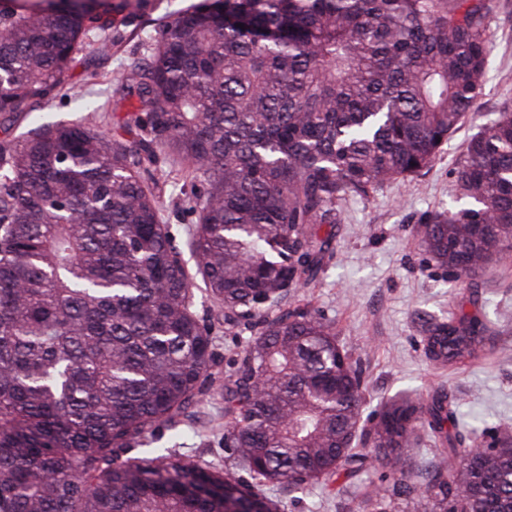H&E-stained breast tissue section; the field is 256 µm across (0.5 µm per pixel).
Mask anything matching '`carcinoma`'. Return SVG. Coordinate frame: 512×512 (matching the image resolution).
<instances>
[{
    "label": "carcinoma",
    "instance_id": "1",
    "mask_svg": "<svg viewBox=\"0 0 512 512\" xmlns=\"http://www.w3.org/2000/svg\"><path fill=\"white\" fill-rule=\"evenodd\" d=\"M491 2L201 0L158 29L122 87L142 108L112 134L57 123L0 141V512H282L263 486L353 484L378 461L391 492L359 512H512L511 434L472 445L443 388L386 401L365 427L363 370L335 324L288 307L331 254L338 206L420 174L471 111ZM127 6L38 18L0 0V114L53 100L88 35L112 48ZM175 166L200 181L193 274L156 195ZM456 191L473 205L417 234L448 274L478 276L512 253V106L466 141ZM195 276L251 333L220 386L222 469L129 455L212 390ZM423 333L442 367L492 340L463 311ZM423 435L439 458L415 494L405 449Z\"/></svg>",
    "mask_w": 512,
    "mask_h": 512
}]
</instances>
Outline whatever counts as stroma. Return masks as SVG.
<instances>
[{"label":"stroma","mask_w":512,"mask_h":512,"mask_svg":"<svg viewBox=\"0 0 512 512\" xmlns=\"http://www.w3.org/2000/svg\"><path fill=\"white\" fill-rule=\"evenodd\" d=\"M192 2L146 0L144 8L127 9L124 25L112 34L111 51L102 52L97 40H89L56 98L12 118L0 130V139L26 136L37 117L111 131L138 105L137 99H121L122 78L131 75L158 27ZM489 43L482 93L447 147L423 175L386 184L369 198L343 204L334 228L333 255L304 291L313 308L335 323L340 344L362 359L368 382L364 414L399 393L443 387L473 416L476 440L484 445L491 441V430L512 433V259L493 261L485 274L456 281L425 252L415 227L436 212L457 208L455 169L467 139L503 105H512V0H497ZM82 96L108 104V111H80ZM189 189L174 171L160 181L157 195L182 261L192 271L197 259L187 245V232L194 216L184 204ZM193 291L196 311L213 323L211 371L220 381L248 338L217 323L218 309L202 281H195ZM475 307L492 330L486 357L461 368L429 363L421 343L425 321ZM181 429L185 438L180 453L203 466H223L221 398H207ZM382 473L376 466L364 485L349 487L339 479L326 488L313 487L297 500L276 484L268 485L267 493L281 500L284 512H357L365 488L381 487Z\"/></svg>","instance_id":"1"}]
</instances>
